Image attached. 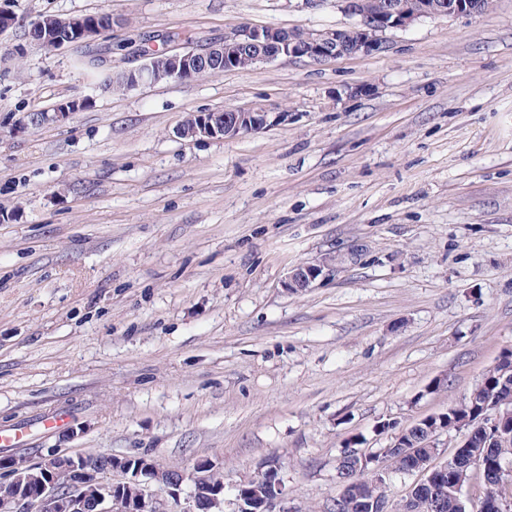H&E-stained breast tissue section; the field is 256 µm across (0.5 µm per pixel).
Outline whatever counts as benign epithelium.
<instances>
[{"label":"benign epithelium","mask_w":512,"mask_h":512,"mask_svg":"<svg viewBox=\"0 0 512 512\" xmlns=\"http://www.w3.org/2000/svg\"><path fill=\"white\" fill-rule=\"evenodd\" d=\"M346 15L355 19L347 28L309 32L305 35L294 29L243 26L224 33V39L209 42L201 48L171 47L159 51L166 55L160 67L148 60L123 70L132 85L141 86L166 80H186L202 75L210 68L226 71L238 70L247 62L258 63L277 59L307 58L313 62L363 54L383 49L384 34L403 29L419 18L463 16L479 13L474 0H336ZM100 26L86 27L79 19L45 14L28 31L29 38L44 48L54 50L75 43H91L112 33V13H102ZM81 110L77 99L56 104L53 112H26L17 120V127L27 129L66 119L70 113ZM270 125L269 112L262 109H226L222 120L215 112H196L186 117L176 128L180 138L229 140L239 135L259 131ZM319 269L303 266L291 271L284 281L289 292H302L311 287ZM110 471H102L89 464L85 457L51 451L30 460L14 453L0 459V470L5 480L17 488L9 498L0 496V512H223L224 486L212 485L207 477L193 480V490L182 497L184 474L169 477V471L154 464L136 473L144 483L142 500L136 503L122 499L120 482L112 480ZM37 470L41 481L37 493L29 491L27 471ZM274 468L269 462L261 464L251 478L254 485L266 488L252 491L257 508L246 512H275L282 498L281 481L271 489ZM158 483L167 489L171 508L166 509L154 501L148 491L149 484ZM95 492L94 502L88 493Z\"/></svg>","instance_id":"obj_1"}]
</instances>
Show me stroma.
Here are the masks:
<instances>
[{"label":"stroma","instance_id":"35a3bbf8","mask_svg":"<svg viewBox=\"0 0 512 512\" xmlns=\"http://www.w3.org/2000/svg\"><path fill=\"white\" fill-rule=\"evenodd\" d=\"M0 427L25 454L139 455L224 476L266 460L283 512H329L342 451L389 447L512 348V0L422 18L370 55L125 91L31 23L108 12L104 70L164 39L319 31L336 0H0ZM87 96L65 121L23 113ZM287 112L226 140L193 112ZM316 265L312 288L288 273ZM61 416L69 435L42 427ZM320 269L313 266H303L291 271L286 280L284 287L290 292H302L311 288L312 283L319 275Z\"/></svg>","mask_w":512,"mask_h":512}]
</instances>
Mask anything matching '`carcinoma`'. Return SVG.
I'll return each mask as SVG.
<instances>
[{
  "label": "carcinoma",
  "mask_w": 512,
  "mask_h": 512,
  "mask_svg": "<svg viewBox=\"0 0 512 512\" xmlns=\"http://www.w3.org/2000/svg\"><path fill=\"white\" fill-rule=\"evenodd\" d=\"M497 407L501 419L493 431L480 427L487 407ZM432 424L447 427V432L463 433L467 446L448 459V471L437 473L432 482L414 498L408 512H461V501L448 485L450 473L475 475L480 494L486 495L487 512H503L512 502V482L498 474V467L512 464V349L504 350L498 363L487 370L481 381L459 404L451 405L446 416ZM426 439V424L417 423L404 430L399 446L380 453L385 470L410 474L424 466L431 449L421 447ZM357 461L343 457L339 462L342 485L348 487L338 500L339 512H377L375 503L387 501L388 483L377 482L368 471L356 468Z\"/></svg>",
  "instance_id": "cac0c4a2"
}]
</instances>
